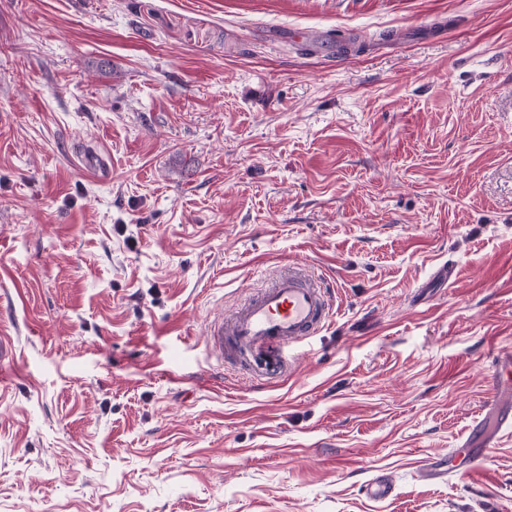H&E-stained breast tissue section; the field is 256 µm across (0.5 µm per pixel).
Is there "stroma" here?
Returning a JSON list of instances; mask_svg holds the SVG:
<instances>
[{
  "label": "stroma",
  "instance_id": "obj_1",
  "mask_svg": "<svg viewBox=\"0 0 512 512\" xmlns=\"http://www.w3.org/2000/svg\"><path fill=\"white\" fill-rule=\"evenodd\" d=\"M291 263L259 384L208 324ZM0 337V512H512V0H0ZM334 283L310 266H288L259 288L234 316L209 327L207 342L223 361L242 366L262 384L291 368L292 347L322 330L333 314ZM495 367V377L487 398L488 410L493 411L500 426L512 425L511 407L502 399L501 391L504 386L512 389V350H497L492 355Z\"/></svg>",
  "mask_w": 512,
  "mask_h": 512
}]
</instances>
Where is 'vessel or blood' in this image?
<instances>
[{
  "label": "vessel or blood",
  "instance_id": "obj_1",
  "mask_svg": "<svg viewBox=\"0 0 512 512\" xmlns=\"http://www.w3.org/2000/svg\"><path fill=\"white\" fill-rule=\"evenodd\" d=\"M334 284L311 267L291 266L276 273L234 316L211 325L208 344L224 361L242 366L252 379L267 384L291 368L292 347L322 330L333 314ZM495 377L487 398L500 425H512V406L501 397L512 387V350L492 355Z\"/></svg>",
  "mask_w": 512,
  "mask_h": 512
}]
</instances>
